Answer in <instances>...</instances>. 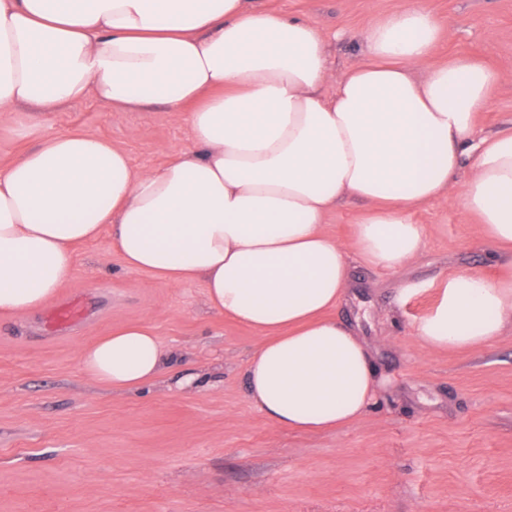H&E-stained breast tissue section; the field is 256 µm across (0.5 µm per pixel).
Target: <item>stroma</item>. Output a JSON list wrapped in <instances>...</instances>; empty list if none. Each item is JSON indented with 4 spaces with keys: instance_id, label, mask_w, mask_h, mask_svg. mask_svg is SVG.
<instances>
[{
    "instance_id": "35a3bbf8",
    "label": "stroma",
    "mask_w": 512,
    "mask_h": 512,
    "mask_svg": "<svg viewBox=\"0 0 512 512\" xmlns=\"http://www.w3.org/2000/svg\"><path fill=\"white\" fill-rule=\"evenodd\" d=\"M315 22L336 76L365 58L358 31L407 0H259ZM438 60L512 73V0H426ZM51 133L82 130L139 168L189 144L181 114L87 98L47 113ZM512 132V80L496 85L475 138ZM425 243L383 269L351 256L332 317L368 347L382 387L357 420L324 432L280 427L250 401L246 366L261 337L212 314L196 280L176 287L128 268L109 227L73 247L48 304L0 314V512H512V328L496 341L433 351L412 333L457 273L493 279L498 248L461 202L411 211ZM420 285L419 294L400 290ZM78 300L85 317L54 331L48 312ZM150 327L161 376L134 390L85 374L80 350L111 330ZM197 383L183 389L179 380Z\"/></svg>"
}]
</instances>
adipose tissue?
Listing matches in <instances>:
<instances>
[{"instance_id": "obj_1", "label": "adipose tissue", "mask_w": 512, "mask_h": 512, "mask_svg": "<svg viewBox=\"0 0 512 512\" xmlns=\"http://www.w3.org/2000/svg\"><path fill=\"white\" fill-rule=\"evenodd\" d=\"M438 34L424 0H407L360 31L368 60L339 79L313 21L256 0H0V116L28 108L37 140L0 168V312L54 296L73 246L110 225L128 267L171 286L202 279L214 313L262 334L246 367L261 413L330 429L360 418L377 389L367 348L329 315L350 252L389 269L410 261L425 239L410 212L458 184L505 254L493 280L448 277L413 333L438 350L494 341L512 322V133L473 134L506 75L435 60ZM89 97L183 113L191 141L145 170L100 136L43 133V112ZM345 198L368 205L349 246L321 230ZM80 359L109 388L165 365L141 325Z\"/></svg>"}]
</instances>
